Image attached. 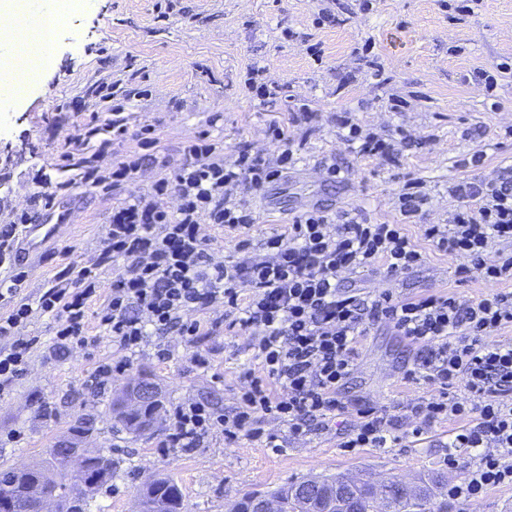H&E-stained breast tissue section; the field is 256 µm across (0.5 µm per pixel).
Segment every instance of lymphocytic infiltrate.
Instances as JSON below:
<instances>
[{
    "label": "lymphocytic infiltrate",
    "instance_id": "1",
    "mask_svg": "<svg viewBox=\"0 0 512 512\" xmlns=\"http://www.w3.org/2000/svg\"><path fill=\"white\" fill-rule=\"evenodd\" d=\"M147 94L144 87L128 90L103 81L91 94L88 123L74 128L65 117L56 119L63 155L87 187L117 191L140 170L141 156L125 154L104 168L87 150L95 140L104 153L130 139L154 146L155 122L137 119L132 106ZM316 116L308 104L290 106L287 124L269 127L274 147L269 158L252 154L244 143L225 157L223 147L203 133L186 141L182 162L161 161L172 175L113 206L98 256L68 263L58 272L57 285L33 301L18 295L25 279L18 249L28 225L42 215L1 197L0 266L10 265L12 275L0 301H10L12 308L0 315V338L8 342L0 347V394L22 375L39 343L25 333L38 316L51 319L58 349L92 343L88 311L95 302L100 326L122 350L170 334L196 345L220 330L236 329L247 336L256 361L242 375L238 406L221 414L202 402L177 406L165 445L200 447L220 426L227 438L262 436L272 448L277 439L264 433L266 418L287 422L294 437L329 429L345 408L338 394L352 373L360 341L374 326L388 324L415 350L405 379L431 387L433 394L404 414L358 405L345 447H390L411 418L418 421L417 436L439 421L454 420L458 427L448 450L473 451L474 464L463 483L449 487V497L469 502L487 487L511 486L512 344L492 335L512 325V173L455 185L452 192L461 204L449 212L447 223L422 227L438 251L462 258L460 273L480 278L486 292L401 298L386 289L364 297L359 289L345 288L344 279L378 264L386 276L397 277L424 261L404 229L427 201L419 183L401 190V223L371 224L316 205L284 232L266 237L261 247L252 243L251 198L293 165L289 126ZM339 122L359 154L397 162L403 141L364 131L347 116ZM206 224L234 232L235 257L214 260L201 233ZM107 267L112 281L105 288L101 276Z\"/></svg>",
    "mask_w": 512,
    "mask_h": 512
}]
</instances>
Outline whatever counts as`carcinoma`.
Segmentation results:
<instances>
[{
  "instance_id": "1",
  "label": "carcinoma",
  "mask_w": 512,
  "mask_h": 512,
  "mask_svg": "<svg viewBox=\"0 0 512 512\" xmlns=\"http://www.w3.org/2000/svg\"><path fill=\"white\" fill-rule=\"evenodd\" d=\"M86 452L93 460L91 472L69 473L63 469L60 452L49 450L51 461L31 466L30 475L36 477L43 494L58 501L66 512H90L89 499L112 479V457L101 454V450L88 448ZM296 484L279 487L271 496L281 499L283 512H309L291 495ZM423 501L439 500L438 507L448 504V485L442 478L432 476L424 483ZM27 480L12 468L0 469V497L11 499L17 512H27L29 501ZM140 512H183L184 500L179 486L168 477L147 480L139 494Z\"/></svg>"
}]
</instances>
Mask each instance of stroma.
<instances>
[{"label":"stroma","instance_id":"1","mask_svg":"<svg viewBox=\"0 0 512 512\" xmlns=\"http://www.w3.org/2000/svg\"><path fill=\"white\" fill-rule=\"evenodd\" d=\"M341 2L339 24L318 27L320 0H175L177 10L166 19L159 16L158 0H86L59 32L53 58L28 96L19 105L0 107V196L26 205L38 172L70 184L52 208L65 217L56 241L22 262L27 278L21 296L38 298L68 263L96 258L112 213L111 195L92 193L77 171L60 168L61 148L51 127L57 105L81 101L102 77L125 88L144 85L152 95L138 113L157 125L154 156L180 159L183 143L206 132L223 144L225 156L246 142L266 157L272 152L269 124L284 121L286 112L284 103L263 104L247 92L245 75L254 65L263 67L266 81L287 85L293 101L309 102L322 115L313 130L289 128L290 138L301 145L298 160L286 177L253 199L254 243L317 204L373 224L396 223L400 188L418 181L428 202L407 233L422 251L423 264L393 279L367 272L358 285L404 298L483 293V282L458 275L459 259L435 250L420 227L446 222L458 205L449 192L454 184L489 179L512 165V77L498 81L501 107L495 112L479 77L512 57V0H481L459 20L437 0H373L368 12L358 0ZM311 43L320 47V56L308 52ZM373 60L384 69V86L372 76ZM393 95L407 101L406 111L390 110ZM215 112L223 118L213 125L209 118ZM340 112L353 113L378 136L400 135L412 145L394 165L357 154L335 121ZM479 152L482 163L470 165ZM329 158L340 167L339 175L328 174L323 162ZM27 333L39 343L23 379L0 397V465L42 462L47 448L71 436L82 446L102 449L111 454L115 472L95 495L94 512H139V490L152 476L179 484L186 512H230L246 494L311 477L416 484L438 474L455 485L473 464L465 452L449 464L453 425L445 420L418 438L404 433L390 448H344L332 431L295 438L287 423L271 417L263 427L277 435L275 448L243 436L226 439L220 428L192 451L168 448L164 441L176 406L201 401L224 411L236 405L241 374L252 362L246 336L223 332L211 345L196 347L170 336L173 357L163 363L154 345L126 356L105 337L93 347L54 352L45 317L33 319ZM198 351L210 352V368L196 366ZM413 354L390 327L372 330L341 400L403 409L429 396L431 387L403 378ZM124 358L127 369L104 389L89 388L96 366ZM142 373L159 384L163 407L155 427L135 436L116 428L111 402L130 377ZM81 418L92 428L77 435L73 428Z\"/></svg>","mask_w":512,"mask_h":512}]
</instances>
